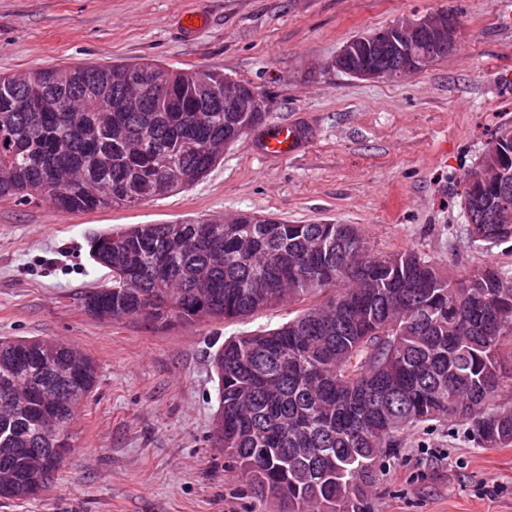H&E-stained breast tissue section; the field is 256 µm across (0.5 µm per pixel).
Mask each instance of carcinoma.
<instances>
[{
  "mask_svg": "<svg viewBox=\"0 0 512 512\" xmlns=\"http://www.w3.org/2000/svg\"><path fill=\"white\" fill-rule=\"evenodd\" d=\"M159 84L126 110L131 76ZM240 83L239 112L224 111V75L152 62L84 64L0 76V199L79 213L131 208L203 177L238 125L260 124ZM477 245L512 243L507 223L469 224ZM112 285L89 292L108 318L158 327L234 321L325 293L281 326L224 341L215 353L212 436L258 498L288 512H361L381 457L419 424L461 422L479 448L512 445V392L502 371L512 337V273L484 265L453 281L414 249L372 255L353 224H285L242 214L136 224L90 237ZM0 340V498L26 497L27 462L9 448L48 451L40 403L18 388L56 369L85 368L57 388L88 398L99 372L63 344ZM80 402L53 427L73 437Z\"/></svg>",
  "mask_w": 512,
  "mask_h": 512,
  "instance_id": "cac0c4a2",
  "label": "carcinoma"
}]
</instances>
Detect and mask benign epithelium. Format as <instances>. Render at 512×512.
Here are the masks:
<instances>
[{"label": "benign epithelium", "mask_w": 512, "mask_h": 512, "mask_svg": "<svg viewBox=\"0 0 512 512\" xmlns=\"http://www.w3.org/2000/svg\"><path fill=\"white\" fill-rule=\"evenodd\" d=\"M460 29L459 22L446 9L436 10L420 18H399L380 33L347 41L333 59L332 65L338 68L342 61L354 59L360 62V66L351 71V75L355 77L369 80L401 79L421 70L430 62L427 54L413 52L416 46L429 43L441 48H451L458 43ZM371 51L381 54L400 52L407 55V60L398 71L385 70L371 63ZM470 179L494 189L495 197L490 202L497 211L507 215L512 213V196L500 191V188L512 183V155L491 166L480 162L470 171ZM71 451L69 441L58 433L52 435V448L47 458L38 455L33 448L15 449L19 455H33L36 458L37 472L27 480L28 496L39 494L47 478L68 458Z\"/></svg>", "instance_id": "obj_1"}]
</instances>
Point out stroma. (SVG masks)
<instances>
[{"label": "stroma", "mask_w": 512, "mask_h": 512, "mask_svg": "<svg viewBox=\"0 0 512 512\" xmlns=\"http://www.w3.org/2000/svg\"><path fill=\"white\" fill-rule=\"evenodd\" d=\"M441 8L460 14L457 49L411 77L331 67L348 40ZM189 14L200 18L190 31ZM142 60L250 82L270 110L206 177L166 197L83 213L0 201V337L55 339L99 366L70 457L37 496L0 499V512H283L210 445L212 356L228 337L287 322L299 303L165 330L99 320L84 297L112 276L90 259L91 234L249 213L353 224L371 253L413 248L454 280L490 263L512 272L507 248L469 242L461 205L466 173L512 123V0H0V75ZM283 123L300 147L268 155L263 132ZM362 505L512 512V447L419 426Z\"/></svg>", "instance_id": "stroma-1"}]
</instances>
